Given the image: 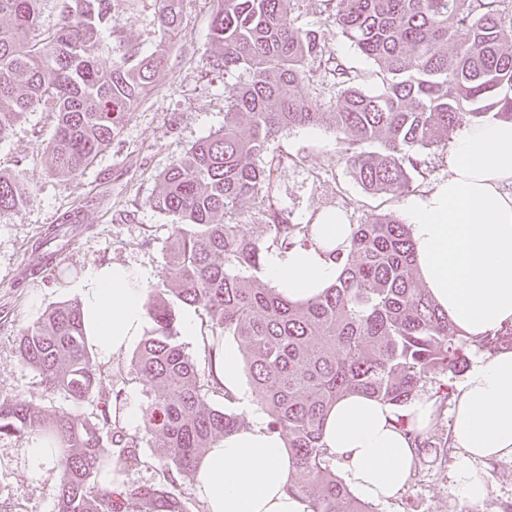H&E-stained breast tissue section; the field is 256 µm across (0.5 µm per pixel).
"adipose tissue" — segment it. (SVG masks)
Segmentation results:
<instances>
[{
    "label": "adipose tissue",
    "instance_id": "adipose-tissue-1",
    "mask_svg": "<svg viewBox=\"0 0 512 512\" xmlns=\"http://www.w3.org/2000/svg\"><path fill=\"white\" fill-rule=\"evenodd\" d=\"M449 174L407 220L419 276L433 300L466 336L512 324V120L464 124L449 149ZM352 227L340 211L315 222L310 244L268 252L264 279L291 301L319 297L342 267L333 252L348 249ZM147 274L121 263L87 269L81 283L84 328L103 359L145 336ZM395 408L350 394L328 412L321 443L346 482L365 497L388 502L406 486L415 445L396 428ZM452 442L463 457L455 482L470 503L489 489L476 460L512 456V351L479 357L458 390ZM286 439L253 419L202 457L194 490L207 512H309L288 494L295 472Z\"/></svg>",
    "mask_w": 512,
    "mask_h": 512
}]
</instances>
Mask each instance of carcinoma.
Masks as SVG:
<instances>
[{"instance_id":"carcinoma-1","label":"carcinoma","mask_w":512,"mask_h":512,"mask_svg":"<svg viewBox=\"0 0 512 512\" xmlns=\"http://www.w3.org/2000/svg\"><path fill=\"white\" fill-rule=\"evenodd\" d=\"M42 0H0V141L40 104L56 114L51 168L86 170L108 148L165 66L164 42L148 54L118 45L99 60L98 35L109 21L107 0H58L59 19L40 27ZM328 18L374 61L381 87L367 93L352 70L326 56L315 30L293 26L290 0H218L211 21L216 53L203 61L249 79L224 103V126L194 143L163 173L152 207L176 218L167 266L148 291L153 328L132 358L151 392L144 433L156 439L162 480L147 486L100 487L106 472L123 475L137 460L138 439L120 426L119 394L101 396L91 415L47 413L0 396V437L39 436L58 451V512H203L173 492L191 481L206 449L244 425L208 403L235 401L212 361L221 338L233 337L252 393L285 434L296 465L288 492L310 512H377L355 497L320 439L327 410L363 393L395 409V424L415 443L448 460V441L430 440L404 408L420 384L464 370L471 350L496 353L512 344V325L462 336L417 278L409 228L374 214L353 228L336 283L315 299L291 302L261 277L264 254L306 246L313 225L295 224L277 205L282 157L270 142L283 130L324 126L345 144L355 181L367 192L409 190L421 156L461 125L489 116L512 120V12L508 0H325ZM159 31L179 34L180 0H161ZM27 50L18 49L20 44ZM453 50H448V46ZM322 70L337 89L336 108L322 111L299 92ZM27 191L20 177L0 175V214L17 211ZM249 199L245 216L239 204ZM261 219L268 238L255 237ZM203 310L211 331L200 371L177 340L181 306ZM20 358L52 392L82 404L97 389L82 307L61 303L18 337ZM453 386L432 398L436 418Z\"/></svg>"}]
</instances>
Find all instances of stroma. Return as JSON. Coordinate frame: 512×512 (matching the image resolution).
Listing matches in <instances>:
<instances>
[{"label": "stroma", "mask_w": 512, "mask_h": 512, "mask_svg": "<svg viewBox=\"0 0 512 512\" xmlns=\"http://www.w3.org/2000/svg\"><path fill=\"white\" fill-rule=\"evenodd\" d=\"M159 0H109L111 27L101 33L99 59L109 64L115 42L153 51ZM217 0H181L183 30L166 44V64L158 80L127 118L111 145L94 163L74 176L51 170L49 147L56 115L40 105L0 142V174L19 175L28 189L25 204L0 215V394L52 411H76L64 394L49 392L35 370L21 360L16 338L45 311L61 302H77L79 275L92 266L112 262L148 272L157 283L171 241L170 217L151 206L161 173L192 144L224 123V101L247 81L242 71L223 72L204 66L211 55V19ZM297 27L317 30L327 53L351 67L357 85L379 88L373 60L363 56L329 23L324 0H291ZM273 154L288 165L278 175L277 201L294 222L314 223L319 213L341 210L348 223H366L376 213L405 218L410 201L424 197L447 178L448 149L426 154L422 177L400 195L373 194L353 179L341 153L342 144L322 126L294 128L272 140ZM58 235L56 262L33 277L24 270L32 254L50 235ZM133 350L104 360L93 358L103 376L100 394L120 391L123 406L145 408L148 388L131 369ZM141 437V460L123 475L126 484L148 485L161 477L153 442L144 440L142 425H126ZM28 442L24 436L0 438V512H56L55 490L61 470L30 473L20 464ZM461 449L448 451L447 462L427 460L421 474L410 477L396 499L379 512H512V457L477 463L488 488L479 504L467 503L454 481Z\"/></svg>", "instance_id": "1"}]
</instances>
